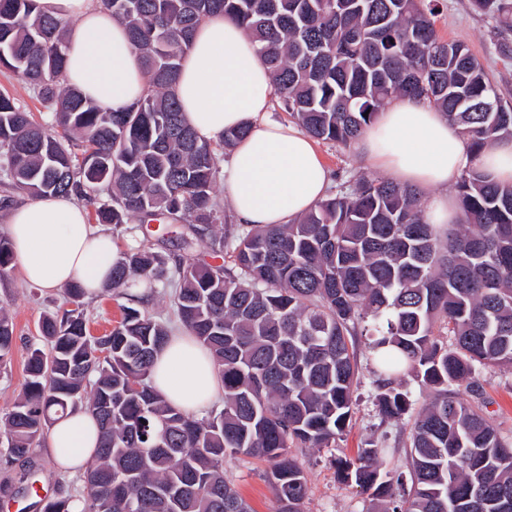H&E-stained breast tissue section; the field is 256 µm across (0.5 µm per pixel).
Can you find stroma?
Returning a JSON list of instances; mask_svg holds the SVG:
<instances>
[{
  "label": "stroma",
  "mask_w": 512,
  "mask_h": 512,
  "mask_svg": "<svg viewBox=\"0 0 512 512\" xmlns=\"http://www.w3.org/2000/svg\"><path fill=\"white\" fill-rule=\"evenodd\" d=\"M438 33L447 39L465 42L480 59L504 100L512 102V61L503 60L494 44L487 18L475 11L472 0H446L445 9L435 21ZM64 291H45L28 283L20 267H13L0 278V307L11 316L16 331L12 360L0 371V416L10 410L26 379L28 347L37 341L38 324L44 312L62 306ZM482 397L500 430L512 437V372L487 370L480 376ZM375 377L369 365H362L354 393L352 419L329 448H295L291 455L303 469L309 486L303 512H383V502L354 483L341 479L338 458L355 457L359 449L375 442L393 449L404 459V424L381 422L375 406ZM38 464L36 489L40 495L78 497L79 475L58 468L44 448H36ZM266 465L257 459L239 456L226 459L224 475L233 483L253 512H278L279 504L265 478Z\"/></svg>",
  "instance_id": "stroma-1"
}]
</instances>
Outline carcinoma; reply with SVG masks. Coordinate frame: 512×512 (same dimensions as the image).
<instances>
[{"mask_svg":"<svg viewBox=\"0 0 512 512\" xmlns=\"http://www.w3.org/2000/svg\"><path fill=\"white\" fill-rule=\"evenodd\" d=\"M127 28L147 77L135 104L106 112L64 83L67 23L36 0H0V67L32 85L50 124L0 93V160L8 186L37 198L92 201L102 224L157 220L185 226L171 264L165 238L135 237L112 266L115 295L150 293L177 278L172 302L185 331L206 347L224 388L222 407L186 412L154 389L148 369L168 326L122 306L102 336L89 332L83 289L72 308L39 324L49 352L29 346L27 378L0 417V446L22 462L28 495L37 447L52 416L88 410L97 452L82 477L80 512H252L224 478V458L251 456L279 512H302L309 486L289 449L329 448L351 418L360 345L373 363L382 420L412 416L409 451L387 464L375 443L341 459L342 477L385 501L384 512H512V441L475 392L485 368L512 370V183L475 163L512 139L503 100L469 47L441 37L443 0H101ZM512 60V0H474ZM222 12L258 44L276 94L317 141L354 146L395 96L442 112L470 154L456 182L457 224L427 222L421 195L357 172L292 224H228L216 200L218 155L247 129L200 139L182 119L175 86L195 28ZM205 250L233 267L194 256ZM450 341L440 339V333ZM15 325L0 310V369ZM433 393L413 410L402 377ZM71 498L43 497L34 512H70Z\"/></svg>","mask_w":512,"mask_h":512,"instance_id":"carcinoma-1","label":"carcinoma"}]
</instances>
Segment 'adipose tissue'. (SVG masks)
Here are the masks:
<instances>
[{
	"instance_id": "obj_1",
	"label": "adipose tissue",
	"mask_w": 512,
	"mask_h": 512,
	"mask_svg": "<svg viewBox=\"0 0 512 512\" xmlns=\"http://www.w3.org/2000/svg\"><path fill=\"white\" fill-rule=\"evenodd\" d=\"M48 16L69 22L64 81L101 109L118 110L143 97L148 85L120 21L97 0H36ZM185 121L208 141L229 128H246L224 169L225 198L237 223L288 224L326 198L329 168L312 138L296 125L267 120L275 96L257 46L236 22L215 14L197 28L177 82ZM360 155L392 181L425 193L429 223L452 224L458 208L446 188L468 161L465 139L447 117L409 96L392 99L356 144ZM8 234L26 280L45 290L80 283L97 296L120 252L110 234L89 224L70 196L39 197L17 205ZM151 380L164 399L195 412L217 389L218 377L201 346L180 334L157 354ZM99 427L85 412L57 417L45 451L62 469L80 471L92 460Z\"/></svg>"
}]
</instances>
